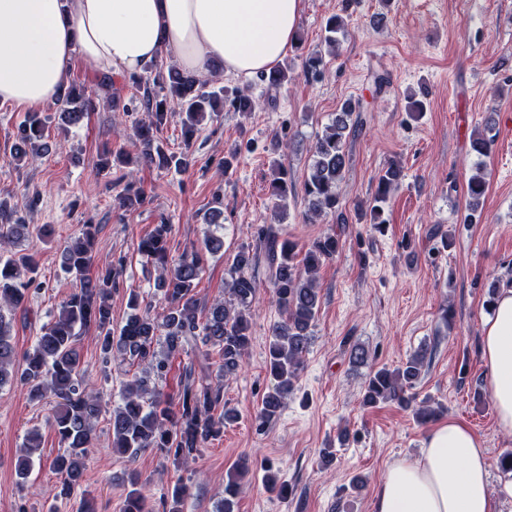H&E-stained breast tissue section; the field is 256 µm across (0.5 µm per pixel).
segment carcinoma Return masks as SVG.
I'll return each mask as SVG.
<instances>
[{
	"label": "carcinoma",
	"mask_w": 512,
	"mask_h": 512,
	"mask_svg": "<svg viewBox=\"0 0 512 512\" xmlns=\"http://www.w3.org/2000/svg\"><path fill=\"white\" fill-rule=\"evenodd\" d=\"M344 31L341 16L328 18L324 26L325 44L335 48L338 36ZM154 68L157 73L153 84L158 90L144 91L139 101L133 98L126 101L112 95V79L108 76L98 82L112 111L126 116L140 110L147 114L148 120L134 121L132 130L133 145L139 148L141 158L149 165L176 170L186 165L183 157L165 151L158 137L172 107L179 109L184 140L188 142L212 113L221 112L226 107L248 113L257 107L255 99L247 94L215 87L220 82L218 78L203 80L177 68L163 72L156 63L148 65V69ZM322 69L323 58L319 54H309L303 60V73L307 77L322 75ZM292 78V68L286 64L261 75V81L275 90L287 85ZM90 104L86 91L71 85L58 99L59 116L66 126H78ZM357 108L359 105L352 101L344 102L312 146L309 174L304 182L308 201L305 221L308 223L321 216H334L338 221H345L338 187L349 161L347 144L355 132L352 114ZM50 120L51 115L42 112L26 116L19 126L13 149L15 168H21L28 155H37L45 149V129ZM492 146L493 138L483 132L471 140L472 150L482 156L489 155ZM403 177L402 167L395 162L382 169L371 198L356 205L362 223L384 232L387 224L385 204ZM291 188L288 168L274 162L269 195L279 218L286 211ZM486 190L483 173L478 172L468 179L466 196L471 214L478 211ZM120 200L130 207L143 204L146 197L142 188L130 181L124 185ZM29 229L30 225L23 217L0 207V248L15 243ZM171 232L172 225L158 224L138 244L140 255L162 269L156 287L165 302L163 312L151 313L150 308L141 305L139 294L132 291L128 298L131 313L122 326L114 328L109 299L123 271V262H118L115 268L89 274L94 264L97 225H81L78 235L63 250L62 268L75 282L74 291L58 314L43 326L35 337L32 350L25 353L17 367L14 366L12 320L6 318V313L12 314L24 306L30 289L38 287L37 265L26 256L0 258V389L18 381L27 387L31 400L41 401L48 396L56 400L53 426L65 451L51 462V468L63 477L62 492L66 495L79 485L102 412L100 396L86 386L80 368L75 349L79 329H95L93 340L104 358L115 353L144 366L143 375L125 386L121 403L110 415L112 448L130 461L152 448L172 463L181 464L215 439L225 424L237 419L230 410L214 417L213 410L224 399L223 388L212 385L205 374L194 376L190 367L185 368L176 409L159 391L150 387L149 382L152 375L161 378L167 374L170 357L191 342L204 347H219V376L224 379L235 376L251 345V308L261 288V270L265 271L272 296L284 319L271 329L266 357L270 386L263 395L259 419L268 422L275 418L294 390L309 350L320 304L317 273L326 261L336 256L340 247L336 235L328 233L305 248L283 236L272 224L261 228L255 242L241 247L233 258L228 269L229 280L225 283L228 298L202 308L194 290L206 255L223 249L224 239L208 233L199 245L174 258L169 249ZM161 338L166 348L163 356L156 351ZM428 355V349L422 348L398 367L371 371L364 385V404L375 406L394 402L404 407L412 406L414 397L409 390L420 380ZM414 414L417 421L427 423L438 416L439 410L422 402L414 407ZM39 447V433L27 434L23 448L25 458L19 470L21 478L27 477L30 458ZM245 469L247 462L244 461L240 471L229 474L219 512H235ZM128 484L130 489L125 496L123 512H147V497L137 472L129 473Z\"/></svg>",
	"instance_id": "carcinoma-1"
}]
</instances>
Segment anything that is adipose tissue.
I'll use <instances>...</instances> for the list:
<instances>
[{"mask_svg": "<svg viewBox=\"0 0 512 512\" xmlns=\"http://www.w3.org/2000/svg\"><path fill=\"white\" fill-rule=\"evenodd\" d=\"M301 12L302 0H0V103L42 108L77 51L111 76L165 55L201 77H253L293 47ZM481 349L497 427L512 434V288L500 290ZM488 468L482 439L442 422L387 469L372 512H495Z\"/></svg>", "mask_w": 512, "mask_h": 512, "instance_id": "obj_1", "label": "adipose tissue"}]
</instances>
